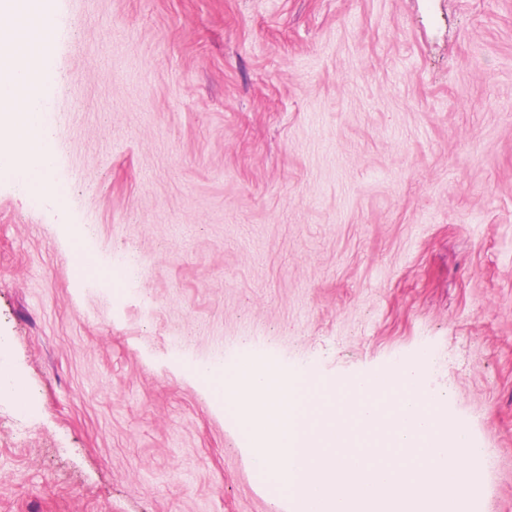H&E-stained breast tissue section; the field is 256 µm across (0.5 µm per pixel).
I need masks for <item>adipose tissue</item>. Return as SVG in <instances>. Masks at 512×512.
<instances>
[{
    "label": "adipose tissue",
    "instance_id": "adipose-tissue-1",
    "mask_svg": "<svg viewBox=\"0 0 512 512\" xmlns=\"http://www.w3.org/2000/svg\"><path fill=\"white\" fill-rule=\"evenodd\" d=\"M59 29L43 0H0V168L15 169L26 183L50 184L55 165L51 107L39 86L44 36Z\"/></svg>",
    "mask_w": 512,
    "mask_h": 512
}]
</instances>
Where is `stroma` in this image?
I'll use <instances>...</instances> for the list:
<instances>
[{
  "mask_svg": "<svg viewBox=\"0 0 512 512\" xmlns=\"http://www.w3.org/2000/svg\"><path fill=\"white\" fill-rule=\"evenodd\" d=\"M56 194L0 180V512H289L194 375L431 359L512 512V0H48Z\"/></svg>",
  "mask_w": 512,
  "mask_h": 512,
  "instance_id": "1",
  "label": "stroma"
}]
</instances>
